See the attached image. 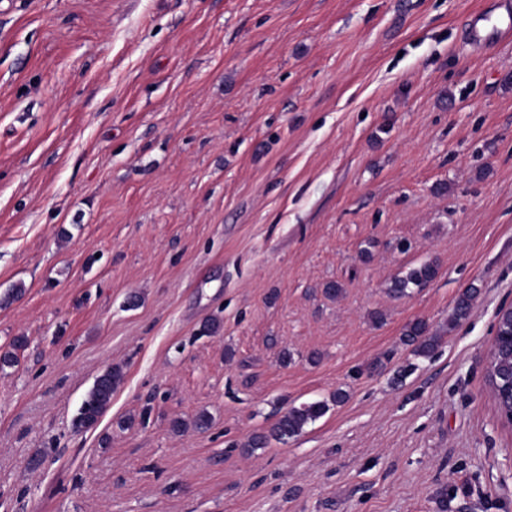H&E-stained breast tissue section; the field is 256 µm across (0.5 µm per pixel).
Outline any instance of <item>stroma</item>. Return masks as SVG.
Instances as JSON below:
<instances>
[{
  "label": "stroma",
  "mask_w": 512,
  "mask_h": 512,
  "mask_svg": "<svg viewBox=\"0 0 512 512\" xmlns=\"http://www.w3.org/2000/svg\"><path fill=\"white\" fill-rule=\"evenodd\" d=\"M490 3L0 0V353L26 340L0 512H512L484 370L512 305V44L462 38ZM438 275L436 261H426L408 269L401 275L393 278L390 285V293L398 296L409 294L412 288H422L433 281ZM477 294L478 289L472 286L470 288H465L459 294L452 313L448 317V330L455 328L460 322L468 317ZM404 341L415 345V354L422 357H430L439 346L440 334L431 331L425 320H414L407 324L404 332ZM123 380L118 367H109L97 377L88 391L78 412L77 428L89 429L95 426L112 403V395ZM328 410L325 401H311L292 406L277 420L272 435L286 440L300 434L305 426L322 417Z\"/></svg>",
  "instance_id": "stroma-1"
}]
</instances>
